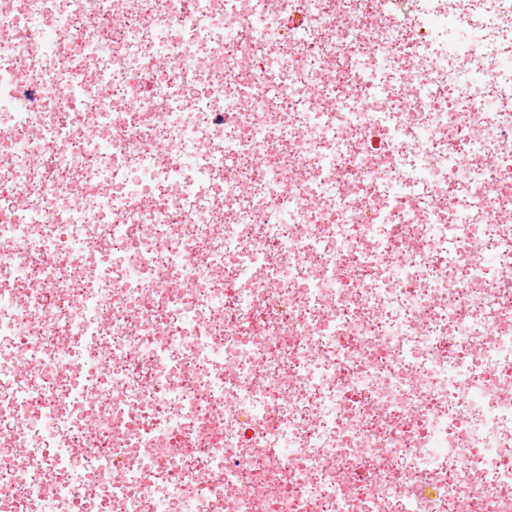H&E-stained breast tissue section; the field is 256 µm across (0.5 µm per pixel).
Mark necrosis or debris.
<instances>
[{"label": "necrosis or debris", "mask_w": 512, "mask_h": 512, "mask_svg": "<svg viewBox=\"0 0 512 512\" xmlns=\"http://www.w3.org/2000/svg\"><path fill=\"white\" fill-rule=\"evenodd\" d=\"M375 7L0 0L10 512H512V0Z\"/></svg>", "instance_id": "obj_1"}]
</instances>
